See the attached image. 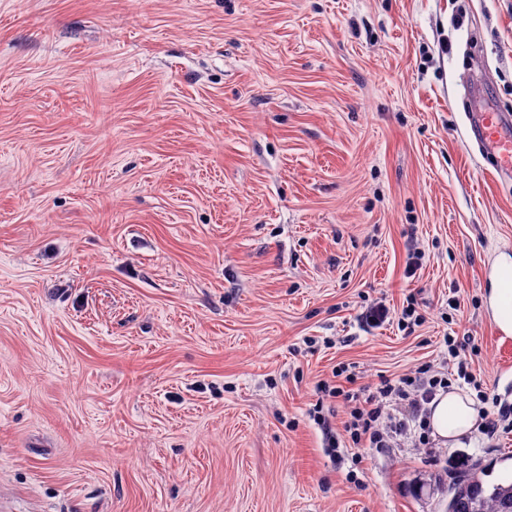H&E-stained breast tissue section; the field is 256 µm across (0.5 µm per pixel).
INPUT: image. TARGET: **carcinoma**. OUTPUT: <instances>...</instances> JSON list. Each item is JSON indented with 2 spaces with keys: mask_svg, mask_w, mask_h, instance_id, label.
I'll return each instance as SVG.
<instances>
[{
  "mask_svg": "<svg viewBox=\"0 0 512 512\" xmlns=\"http://www.w3.org/2000/svg\"><path fill=\"white\" fill-rule=\"evenodd\" d=\"M448 485L455 489L448 512H512V479L486 486L471 468L448 476Z\"/></svg>",
  "mask_w": 512,
  "mask_h": 512,
  "instance_id": "cac0c4a2",
  "label": "carcinoma"
}]
</instances>
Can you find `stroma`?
<instances>
[{"instance_id": "1", "label": "stroma", "mask_w": 512, "mask_h": 512, "mask_svg": "<svg viewBox=\"0 0 512 512\" xmlns=\"http://www.w3.org/2000/svg\"><path fill=\"white\" fill-rule=\"evenodd\" d=\"M483 75L512 113V0H0V512H443L449 472L512 476V433L332 458L310 416L342 369L447 372V336L512 404ZM493 288L487 298L491 318L505 335H512V256L505 254L493 265Z\"/></svg>"}]
</instances>
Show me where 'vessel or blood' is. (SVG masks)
<instances>
[{"label": "vessel or blood", "mask_w": 512, "mask_h": 512, "mask_svg": "<svg viewBox=\"0 0 512 512\" xmlns=\"http://www.w3.org/2000/svg\"><path fill=\"white\" fill-rule=\"evenodd\" d=\"M469 132L494 162L497 172L512 176V115L493 109L471 114Z\"/></svg>", "instance_id": "1"}]
</instances>
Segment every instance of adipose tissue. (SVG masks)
<instances>
[{
  "label": "adipose tissue",
  "instance_id": "obj_1",
  "mask_svg": "<svg viewBox=\"0 0 512 512\" xmlns=\"http://www.w3.org/2000/svg\"><path fill=\"white\" fill-rule=\"evenodd\" d=\"M492 288L487 298L491 318L505 335H512V257L501 256L493 266ZM479 421L478 403L468 393L454 389L431 404L429 424L434 436L458 442Z\"/></svg>",
  "mask_w": 512,
  "mask_h": 512
}]
</instances>
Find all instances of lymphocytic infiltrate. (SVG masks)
Returning a JSON list of instances; mask_svg holds the SVG:
<instances>
[{
  "label": "lymphocytic infiltrate",
  "instance_id": "lymphocytic-infiltrate-1",
  "mask_svg": "<svg viewBox=\"0 0 512 512\" xmlns=\"http://www.w3.org/2000/svg\"><path fill=\"white\" fill-rule=\"evenodd\" d=\"M445 344L450 358L457 362L456 375L452 378L432 374L429 367L422 365L398 379L380 380L374 391L362 399L342 386L322 384L327 397L350 405L347 418L339 427L334 424L335 411L318 414L328 447H339L341 438L345 437L356 447L386 448L394 438L412 428L418 432L419 444L428 445L431 402L438 392L448 391L454 379H463L467 384L472 381L463 358L467 343L449 338Z\"/></svg>",
  "mask_w": 512,
  "mask_h": 512
}]
</instances>
